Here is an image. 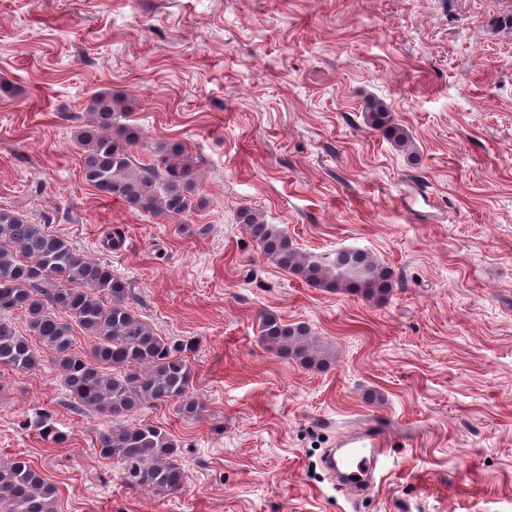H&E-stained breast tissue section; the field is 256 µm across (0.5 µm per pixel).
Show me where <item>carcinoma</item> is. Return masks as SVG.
<instances>
[{"label": "carcinoma", "mask_w": 512, "mask_h": 512, "mask_svg": "<svg viewBox=\"0 0 512 512\" xmlns=\"http://www.w3.org/2000/svg\"><path fill=\"white\" fill-rule=\"evenodd\" d=\"M368 126L397 149L413 153L408 130L395 122L381 101L365 112ZM138 129L111 96L100 92L87 106V119L74 131L82 176L97 190L156 218L175 219L204 205L196 195L194 173L176 144L150 164L135 162L131 147ZM239 218L261 255L312 288L341 289L368 301L386 299L393 288L391 269L361 250L305 253L282 228L250 208ZM21 312L26 331L11 315ZM259 338L269 349L305 367L325 365L303 323H287L273 311L258 320ZM91 339L87 352L76 349L77 334ZM192 339H172L132 305L125 282L106 264L79 252L71 242L30 223L18 211L0 208V366L30 372L53 355L62 386L76 409L105 414L112 426L99 432V454L120 465L132 490L159 495L182 490L188 479L179 443L148 422L128 423L147 404L177 405L187 417L204 408L189 396L194 372ZM53 445L69 435L47 415L34 422ZM57 487L25 457L0 461V512H56Z\"/></svg>", "instance_id": "obj_1"}]
</instances>
